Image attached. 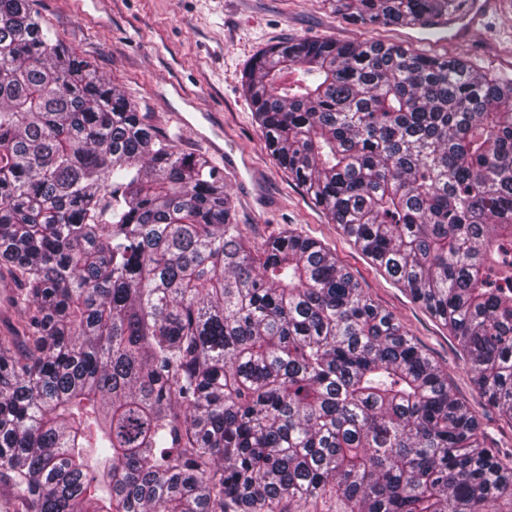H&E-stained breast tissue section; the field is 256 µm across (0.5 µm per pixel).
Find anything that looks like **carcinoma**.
I'll return each instance as SVG.
<instances>
[{"mask_svg":"<svg viewBox=\"0 0 512 512\" xmlns=\"http://www.w3.org/2000/svg\"><path fill=\"white\" fill-rule=\"evenodd\" d=\"M423 26L454 0H330ZM277 164L441 319L512 423V78L379 41L266 48ZM0 486L14 512H512V450L317 241L246 245L224 170L0 0ZM14 288H18L17 278L3 269L0 272V332L10 329L22 316L10 301Z\"/></svg>","mask_w":512,"mask_h":512,"instance_id":"1","label":"carcinoma"}]
</instances>
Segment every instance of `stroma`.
I'll list each match as a JSON object with an SVG mask.
<instances>
[{"instance_id":"1","label":"stroma","mask_w":512,"mask_h":512,"mask_svg":"<svg viewBox=\"0 0 512 512\" xmlns=\"http://www.w3.org/2000/svg\"><path fill=\"white\" fill-rule=\"evenodd\" d=\"M44 23L109 78L160 132L184 151L209 149L200 137L223 128L248 152L261 176L265 207L225 176L235 219L253 247L291 229L335 254L372 302L398 317L425 353L447 371L458 397L499 447L512 448V425L475 388L465 357L447 328L394 284L267 151L242 88L253 58L297 38L378 40L437 54H462L475 67L504 75L512 67V0L499 4L467 40L425 36L413 27L364 28L328 0H37Z\"/></svg>"}]
</instances>
